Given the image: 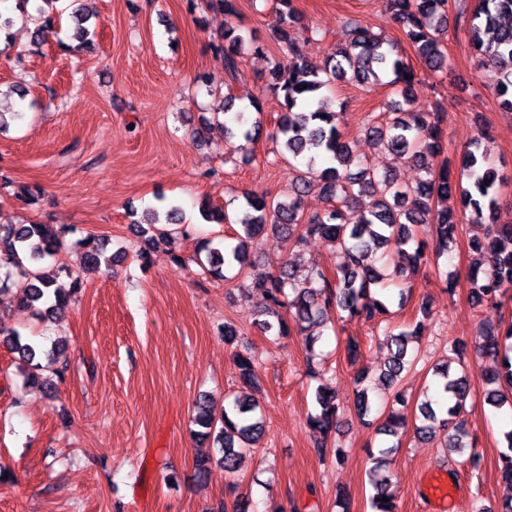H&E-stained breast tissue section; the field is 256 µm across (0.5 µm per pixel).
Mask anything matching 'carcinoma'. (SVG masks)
I'll use <instances>...</instances> for the list:
<instances>
[{
	"label": "carcinoma",
	"instance_id": "carcinoma-1",
	"mask_svg": "<svg viewBox=\"0 0 512 512\" xmlns=\"http://www.w3.org/2000/svg\"><path fill=\"white\" fill-rule=\"evenodd\" d=\"M217 2L224 13V29L213 49L222 57L226 77L234 80L242 58L249 52L265 54L268 46L233 22L239 14L237 0ZM385 4L423 64L437 71L445 69L442 39L448 33V0H385ZM278 12L273 41L280 56L271 64L265 79L266 88L282 98V112L272 136L292 159L303 160L305 169H294L291 193L284 200L250 192L232 213L202 207L207 221L238 224L243 231L233 247L207 249L208 272L222 278L224 266L249 270L252 287L262 291L268 306L286 310V317L260 323L264 333L276 339L302 336L306 350L312 354L317 340L313 329L319 326L327 309L336 307L347 313L348 319L366 322L388 312L385 302L375 297L372 289L378 286L383 290L389 282L406 284L408 271L424 262L425 244L417 240L420 230L431 229L432 246L439 254L453 251L459 224L447 201L455 193L469 212L468 221L483 229L482 236L470 242V249L476 254L472 302L477 306L497 303L500 288L512 284V224L497 221L503 178L489 166L476 145L463 152L457 166L446 163L436 172L429 170L427 178L415 186L399 182L393 172L381 173L366 161L352 159L339 130L340 113L328 109L327 96L323 95L336 81L364 84L390 77L388 84L396 87L401 100L392 102L394 116L369 127L368 136L377 148L422 168L427 167L428 157L442 151V115L417 105L408 96L415 74L399 42L348 21L336 35L333 51L318 67L305 57L297 38L302 17L292 0H279ZM468 34L479 61L497 66L494 92L500 104L512 112V0H478L470 13ZM235 106V97L224 96L214 119L218 121L230 113L232 126L224 128L225 133L241 136L247 142L258 139L261 121L250 119L246 112L261 113L260 99L250 97L248 104L238 110ZM313 190L326 198L328 206L306 216L302 197ZM365 197L370 204L358 222H350L353 205ZM260 235L271 236L281 247L291 241L302 244L318 238L342 253L343 262L332 279L318 267L310 268L302 278L285 265L277 274L265 272L252 261L249 250L251 239ZM62 237L63 231L52 224H0V270L15 269L24 277L19 306L54 320L64 317L73 295L82 288L81 280L75 277L65 288L55 278L35 270L33 264L54 255L62 247ZM104 252V243L88 239L84 266L100 267ZM421 328L422 321L418 320L396 334H386L391 354L380 372V383H396L409 364V346L421 335ZM479 337V353L492 363L485 403L497 409L512 405V323L486 322L480 327ZM0 343L27 364L32 383L53 386L52 379H42L44 366L39 362L42 357H50L53 350L22 341L18 332L1 323ZM237 366L243 383L253 385L252 359L240 353ZM366 379L363 372L356 378V407L361 416L373 410L371 387L364 385ZM433 389L447 398V405L425 397L419 405L423 424L418 433L433 438L440 428L448 431L446 448L467 455L470 468L479 469L482 457L467 418L466 404L471 393L468 379L446 364L437 368ZM315 403L307 425L320 434L317 452L323 456L328 445L334 443L332 435L339 430V407L335 393L323 387L317 388ZM402 405L404 399L395 395L379 434L396 436V428L403 425L398 413ZM257 408L259 402L251 397H237L219 412L205 400L196 404L194 424L198 429L193 435L203 442L212 440L218 444L219 452L216 458L208 451L198 450V480L206 479L216 461L223 464L226 472H238L242 459L256 450L263 434ZM505 440L508 452L500 455L501 476L512 484V430L505 433ZM372 485L375 512H394L388 483L374 478ZM384 497L388 501H382Z\"/></svg>",
	"mask_w": 512,
	"mask_h": 512
}]
</instances>
